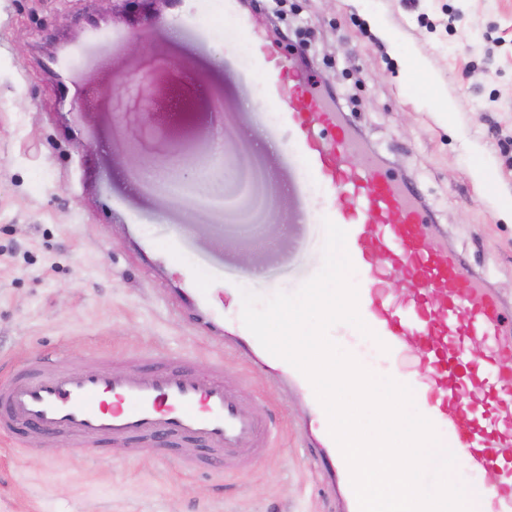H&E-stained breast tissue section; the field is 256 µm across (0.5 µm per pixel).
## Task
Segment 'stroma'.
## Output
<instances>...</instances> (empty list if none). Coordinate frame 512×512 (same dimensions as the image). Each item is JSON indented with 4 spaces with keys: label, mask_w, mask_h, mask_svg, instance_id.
I'll list each match as a JSON object with an SVG mask.
<instances>
[{
    "label": "stroma",
    "mask_w": 512,
    "mask_h": 512,
    "mask_svg": "<svg viewBox=\"0 0 512 512\" xmlns=\"http://www.w3.org/2000/svg\"><path fill=\"white\" fill-rule=\"evenodd\" d=\"M148 0H0V378L35 356L124 364L133 355L182 353L208 374L220 345L204 337L205 311L178 304L179 265L199 252L222 259L239 292L224 294L222 336L240 335L241 289L293 292L299 270L323 252L319 224H291L280 242L244 261L251 237L233 231L224 201L250 194L246 221L268 226L288 209L271 137L276 114L262 76L238 83L226 62L249 48L223 15L204 9L207 44L181 32L134 34L101 60L85 102L51 59L81 41L89 18L136 23ZM278 47H294L340 96L346 121L377 160L413 187L463 266L512 302V0H259ZM158 130L179 158L156 162L136 135ZM94 159L144 221L129 230L95 179L77 184L89 136ZM223 146V165L210 162ZM182 225H208L179 260L158 266ZM332 338L377 375L391 370L375 342L339 323ZM241 406L283 428L267 459L239 472L193 469L157 448L101 458L93 449L28 440L0 445V512H337L303 445L299 397L281 402L265 371L224 360Z\"/></svg>",
    "instance_id": "35a3bbf8"
}]
</instances>
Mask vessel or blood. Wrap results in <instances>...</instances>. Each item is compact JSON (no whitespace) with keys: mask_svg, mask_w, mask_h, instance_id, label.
Instances as JSON below:
<instances>
[{"mask_svg":"<svg viewBox=\"0 0 512 512\" xmlns=\"http://www.w3.org/2000/svg\"><path fill=\"white\" fill-rule=\"evenodd\" d=\"M177 4L180 28L208 40L202 0ZM218 8L250 45L242 78L263 76L265 98L278 113V126L288 131L287 153L302 162L299 179L288 188L296 201L288 211L293 223H306L308 193L317 189L321 217L347 232L346 248L360 274L358 310L387 345L385 359L396 381L411 387L420 413L453 448L458 466L496 471L483 512H512V370L500 366L512 356V306L464 270L428 225L413 190L382 170L313 77L301 75L295 54L269 41L242 0H220ZM129 37L124 25H89L83 41L69 45L58 64L69 69L90 46H119ZM395 273L405 289L400 297L384 286ZM180 275L194 302L223 321L217 300L235 291L236 281L220 270L201 279L193 265L181 266ZM474 341L486 348L482 359L468 356ZM19 433L71 448L160 439L166 455L193 446L203 449L202 464L225 471L265 459L276 440L262 419L241 411L237 391L225 387L223 360L201 378L192 357L179 353L142 354L124 369L78 370L38 357L20 364L0 382V437ZM313 445L322 481L343 488L344 512H359L349 468L331 435Z\"/></svg>","mask_w":512,"mask_h":512,"instance_id":"obj_1","label":"vessel or blood"}]
</instances>
